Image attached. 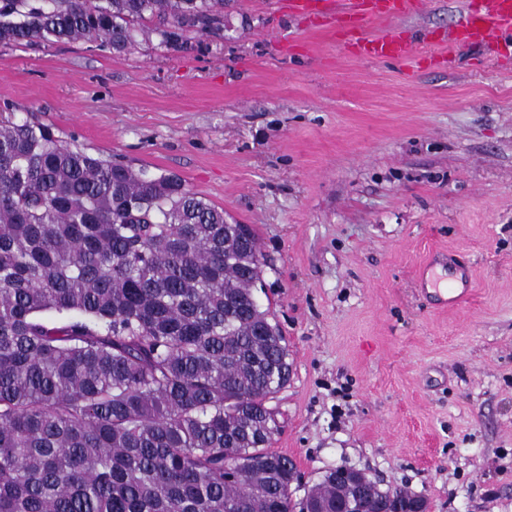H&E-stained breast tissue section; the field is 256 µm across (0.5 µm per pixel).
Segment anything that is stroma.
Wrapping results in <instances>:
<instances>
[{
  "label": "stroma",
  "mask_w": 512,
  "mask_h": 512,
  "mask_svg": "<svg viewBox=\"0 0 512 512\" xmlns=\"http://www.w3.org/2000/svg\"><path fill=\"white\" fill-rule=\"evenodd\" d=\"M460 2L403 27L448 32ZM4 104L254 228L292 364L271 448L303 486L346 466L429 512H512V70L355 58L282 0H225L201 50L0 46ZM439 251L454 308L418 277Z\"/></svg>",
  "instance_id": "obj_1"
}]
</instances>
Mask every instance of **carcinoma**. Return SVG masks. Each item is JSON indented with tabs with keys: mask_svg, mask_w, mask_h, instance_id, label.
Instances as JSON below:
<instances>
[{
	"mask_svg": "<svg viewBox=\"0 0 512 512\" xmlns=\"http://www.w3.org/2000/svg\"><path fill=\"white\" fill-rule=\"evenodd\" d=\"M169 51L224 33V0H0V45ZM178 177L0 113V512H295L267 450L288 341L263 331L262 254ZM403 491L367 488L368 503ZM354 489L305 490L333 512Z\"/></svg>",
	"mask_w": 512,
	"mask_h": 512,
	"instance_id": "1",
	"label": "carcinoma"
}]
</instances>
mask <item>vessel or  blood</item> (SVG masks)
<instances>
[{"instance_id": "obj_1", "label": "vessel or blood", "mask_w": 512, "mask_h": 512, "mask_svg": "<svg viewBox=\"0 0 512 512\" xmlns=\"http://www.w3.org/2000/svg\"><path fill=\"white\" fill-rule=\"evenodd\" d=\"M427 0H286L289 15L315 28L344 37L349 53L358 58L421 61L426 39L407 36L401 20L421 14ZM512 44V0H463L459 19L448 35V49Z\"/></svg>"}]
</instances>
